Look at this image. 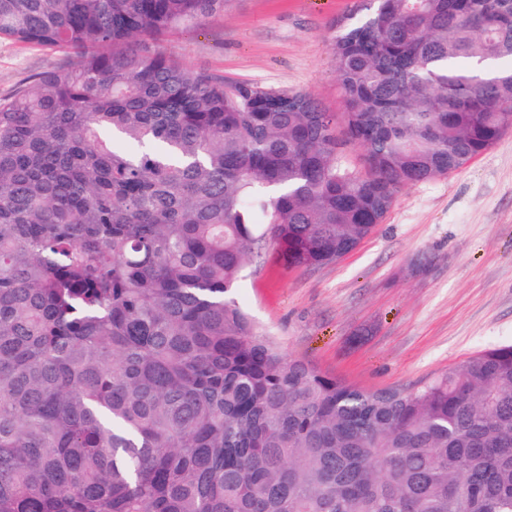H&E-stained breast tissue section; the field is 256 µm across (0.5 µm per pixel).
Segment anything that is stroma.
<instances>
[{"instance_id": "1", "label": "stroma", "mask_w": 512, "mask_h": 512, "mask_svg": "<svg viewBox=\"0 0 512 512\" xmlns=\"http://www.w3.org/2000/svg\"><path fill=\"white\" fill-rule=\"evenodd\" d=\"M362 0H232L165 37L192 72L309 92L340 111L330 44ZM55 50L0 40V97L68 67ZM236 297L289 358L367 387L418 386L512 344V131L461 169L402 188L337 262L286 270L252 258Z\"/></svg>"}]
</instances>
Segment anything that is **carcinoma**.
<instances>
[{"mask_svg":"<svg viewBox=\"0 0 512 512\" xmlns=\"http://www.w3.org/2000/svg\"><path fill=\"white\" fill-rule=\"evenodd\" d=\"M230 4L0 0V39L71 57L0 97V512H512V345L364 388L236 298L512 130V0H365L341 113L161 46Z\"/></svg>","mask_w":512,"mask_h":512,"instance_id":"cac0c4a2","label":"carcinoma"}]
</instances>
